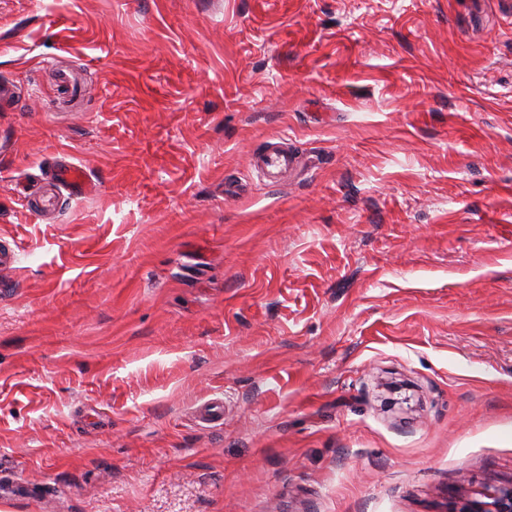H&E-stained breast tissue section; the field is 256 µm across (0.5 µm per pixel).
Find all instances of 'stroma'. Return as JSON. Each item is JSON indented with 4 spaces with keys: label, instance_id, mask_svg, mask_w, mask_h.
I'll return each instance as SVG.
<instances>
[{
    "label": "stroma",
    "instance_id": "1",
    "mask_svg": "<svg viewBox=\"0 0 512 512\" xmlns=\"http://www.w3.org/2000/svg\"><path fill=\"white\" fill-rule=\"evenodd\" d=\"M1 88L0 512L512 480V0H0ZM297 158L287 146L279 142H270L258 155L257 165L266 180L272 181L286 172H293Z\"/></svg>",
    "mask_w": 512,
    "mask_h": 512
}]
</instances>
